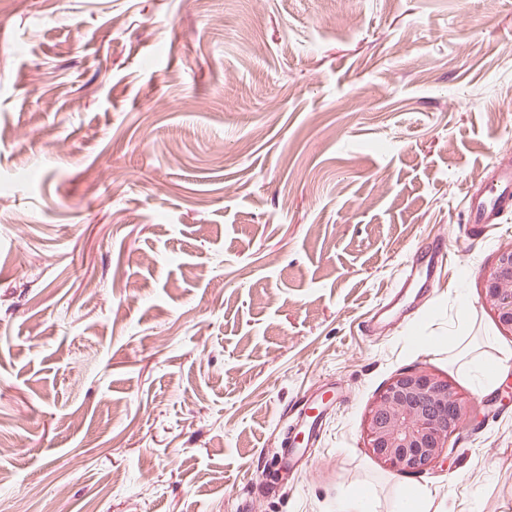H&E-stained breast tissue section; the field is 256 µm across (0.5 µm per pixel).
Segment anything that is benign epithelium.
Segmentation results:
<instances>
[{"instance_id": "obj_1", "label": "benign epithelium", "mask_w": 512, "mask_h": 512, "mask_svg": "<svg viewBox=\"0 0 512 512\" xmlns=\"http://www.w3.org/2000/svg\"><path fill=\"white\" fill-rule=\"evenodd\" d=\"M481 293L499 326L512 333V244L497 253ZM474 407L442 374L428 369L399 373L365 415L367 448L396 474L422 471L438 463Z\"/></svg>"}]
</instances>
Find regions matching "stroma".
<instances>
[{
	"mask_svg": "<svg viewBox=\"0 0 512 512\" xmlns=\"http://www.w3.org/2000/svg\"><path fill=\"white\" fill-rule=\"evenodd\" d=\"M0 512H512V374L443 337L512 209V0H0ZM442 238L430 292L366 321ZM429 368L475 414L396 474L367 406ZM319 402L307 461L294 412ZM511 193V196H510ZM512 206V167H496L489 189L480 199L470 198L469 224H495L499 214ZM485 346L490 348L479 349L473 342L472 336H460L458 334H448V351H452L460 361L459 368L469 373L474 370H480L485 374V385H492L498 376L506 372L512 359V352L509 349H498L495 345L485 341ZM496 349L493 350V349ZM488 350L494 351L491 354Z\"/></svg>",
	"mask_w": 512,
	"mask_h": 512,
	"instance_id": "obj_1",
	"label": "stroma"
}]
</instances>
